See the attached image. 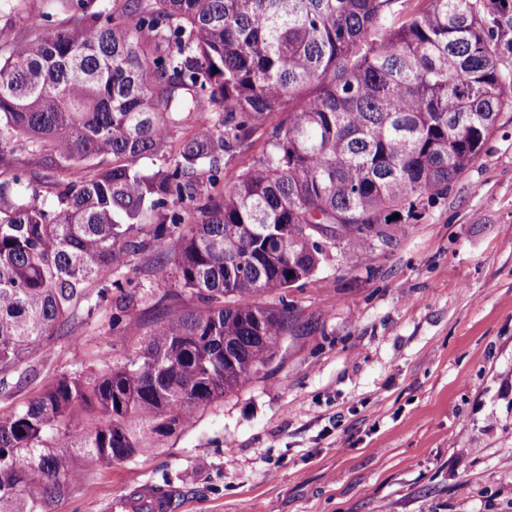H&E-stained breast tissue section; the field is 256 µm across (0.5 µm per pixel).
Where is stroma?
<instances>
[{"instance_id":"obj_1","label":"stroma","mask_w":512,"mask_h":512,"mask_svg":"<svg viewBox=\"0 0 512 512\" xmlns=\"http://www.w3.org/2000/svg\"><path fill=\"white\" fill-rule=\"evenodd\" d=\"M65 21L27 0L0 47ZM287 301L292 328L267 375L226 396L162 447L74 482L51 512H99L143 484L174 512H512V110L446 194L343 240ZM137 257L116 278L146 300L120 328L100 304L30 357L39 381L0 386V416L42 383L118 363L143 340L164 290Z\"/></svg>"}]
</instances>
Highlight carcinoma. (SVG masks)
I'll return each instance as SVG.
<instances>
[{
    "mask_svg": "<svg viewBox=\"0 0 512 512\" xmlns=\"http://www.w3.org/2000/svg\"><path fill=\"white\" fill-rule=\"evenodd\" d=\"M50 2L68 21L0 53V385L91 288L128 320L133 258L170 253L154 276L194 307L0 416V512H51L78 466L158 449L250 383L291 325L257 298L315 277L312 227L358 260L362 225L445 194L512 110V0ZM20 147L63 178L44 189Z\"/></svg>",
    "mask_w": 512,
    "mask_h": 512,
    "instance_id": "1",
    "label": "carcinoma"
}]
</instances>
